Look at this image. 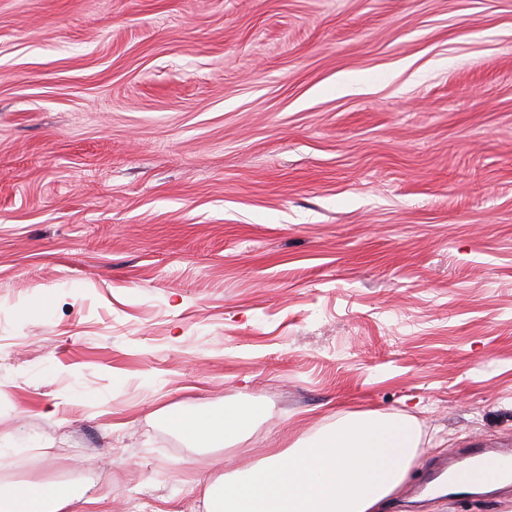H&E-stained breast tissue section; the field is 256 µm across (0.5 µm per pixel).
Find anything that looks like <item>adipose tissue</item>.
<instances>
[{
	"label": "adipose tissue",
	"instance_id": "obj_1",
	"mask_svg": "<svg viewBox=\"0 0 512 512\" xmlns=\"http://www.w3.org/2000/svg\"><path fill=\"white\" fill-rule=\"evenodd\" d=\"M169 424L206 447L244 433L254 415L234 406L219 414L166 410ZM420 442L406 416L356 413L314 441L272 452L248 478L216 480L206 512H383L405 481ZM83 495L53 485L18 483L0 492V512H87Z\"/></svg>",
	"mask_w": 512,
	"mask_h": 512
}]
</instances>
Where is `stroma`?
<instances>
[{
	"mask_svg": "<svg viewBox=\"0 0 512 512\" xmlns=\"http://www.w3.org/2000/svg\"><path fill=\"white\" fill-rule=\"evenodd\" d=\"M366 411L390 512H512L417 488L512 448V0H0V486L204 512ZM169 424L188 440L201 447H215L224 440L244 433L251 425L255 411L247 412L234 406L224 407L220 414H205L181 409H165Z\"/></svg>",
	"mask_w": 512,
	"mask_h": 512,
	"instance_id": "stroma-1",
	"label": "stroma"
}]
</instances>
